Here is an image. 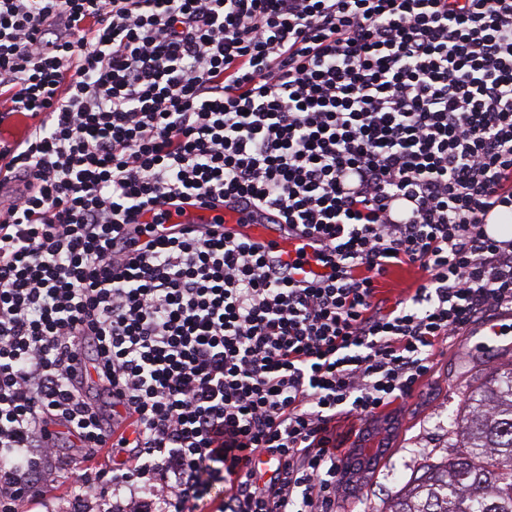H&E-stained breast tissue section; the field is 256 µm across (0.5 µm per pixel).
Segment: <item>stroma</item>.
Here are the masks:
<instances>
[{
    "mask_svg": "<svg viewBox=\"0 0 512 512\" xmlns=\"http://www.w3.org/2000/svg\"><path fill=\"white\" fill-rule=\"evenodd\" d=\"M491 308L479 315L447 346L437 350L429 375L408 397L394 404L388 454L361 488L339 490L337 512H384L386 498L399 480L422 463L427 452L449 446V422L464 415L463 395L512 361V321ZM497 326L501 337L488 334Z\"/></svg>",
    "mask_w": 512,
    "mask_h": 512,
    "instance_id": "35a3bbf8",
    "label": "stroma"
}]
</instances>
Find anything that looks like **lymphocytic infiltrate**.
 Masks as SVG:
<instances>
[{
	"mask_svg": "<svg viewBox=\"0 0 512 512\" xmlns=\"http://www.w3.org/2000/svg\"><path fill=\"white\" fill-rule=\"evenodd\" d=\"M0 512L70 463L71 505L336 512L340 419L410 396L512 310V0H0ZM195 197L325 240L302 285L259 247L125 227ZM407 267L414 291L380 281ZM38 474L39 483L29 481Z\"/></svg>",
	"mask_w": 512,
	"mask_h": 512,
	"instance_id": "lymphocytic-infiltrate-1",
	"label": "lymphocytic infiltrate"
}]
</instances>
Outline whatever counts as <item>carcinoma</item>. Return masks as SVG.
<instances>
[{
  "label": "carcinoma",
  "mask_w": 512,
  "mask_h": 512,
  "mask_svg": "<svg viewBox=\"0 0 512 512\" xmlns=\"http://www.w3.org/2000/svg\"><path fill=\"white\" fill-rule=\"evenodd\" d=\"M452 449L434 450L384 512H512V363L466 393Z\"/></svg>",
  "instance_id": "1"
}]
</instances>
